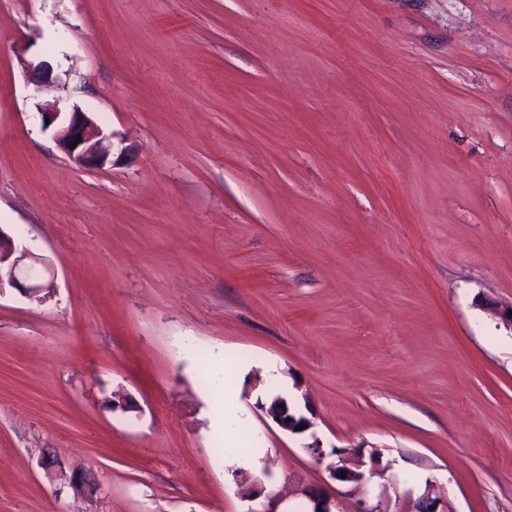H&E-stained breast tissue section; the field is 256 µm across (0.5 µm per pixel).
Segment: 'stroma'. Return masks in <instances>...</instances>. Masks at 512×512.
<instances>
[{"label": "stroma", "instance_id": "35a3bbf8", "mask_svg": "<svg viewBox=\"0 0 512 512\" xmlns=\"http://www.w3.org/2000/svg\"><path fill=\"white\" fill-rule=\"evenodd\" d=\"M58 98L130 161L76 166ZM0 230L55 285L0 294V512H245L256 457L298 512L315 438L512 512V0H0ZM24 66L26 73H28L30 78L29 80L31 84H33L38 91L54 85L55 81H53V69L47 61H26ZM256 404L267 419L288 435H300L312 427L311 421L293 411L282 395H271L266 401L260 399ZM301 424H305V429L297 430ZM239 406L233 405L228 410H224V446L226 448H244L242 446L246 441L237 431ZM227 438V442H226Z\"/></svg>", "mask_w": 512, "mask_h": 512}]
</instances>
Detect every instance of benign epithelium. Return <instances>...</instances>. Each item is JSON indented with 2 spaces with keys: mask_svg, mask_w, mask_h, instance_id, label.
Masks as SVG:
<instances>
[{
  "mask_svg": "<svg viewBox=\"0 0 512 512\" xmlns=\"http://www.w3.org/2000/svg\"><path fill=\"white\" fill-rule=\"evenodd\" d=\"M26 73L37 90L41 91L54 85L53 69L45 61H28L24 63ZM45 120L43 126L55 129V139L64 153L77 165L87 169H101L107 165L119 164L127 155V148H117L114 144V134L106 132L81 108L74 105L65 111L55 107L49 112L41 113ZM30 259L34 262L39 258L26 249L16 246L14 239L0 231V265L9 267L8 279L0 277V294L4 285H9L25 293H37L52 287V283L24 284L32 278L33 266L25 263ZM257 408L280 430L288 435H300V425L305 429L312 427L311 421L293 411L285 397L271 395L265 401H257ZM304 449L318 461H327L326 470L329 478L341 485L350 486L360 492L365 491L366 485L375 474V469L367 464H375L377 458L372 456L370 461L364 460V453L358 448H348L343 453L332 450L325 452L319 442L314 441L304 445ZM239 485L241 497L248 501L246 512H280L282 500L274 496H263L261 480L246 472H240ZM303 498V512H346L336 488L324 484L315 487H304L298 490ZM355 512H455L449 498L433 495L432 482L426 481L425 486L417 497L407 492L404 502H392V498L382 495L372 501L366 497L357 502Z\"/></svg>",
  "mask_w": 512,
  "mask_h": 512,
  "instance_id": "benign-epithelium-1",
  "label": "benign epithelium"
}]
</instances>
